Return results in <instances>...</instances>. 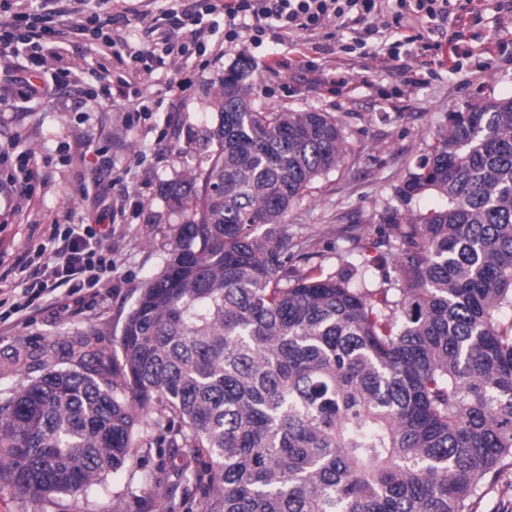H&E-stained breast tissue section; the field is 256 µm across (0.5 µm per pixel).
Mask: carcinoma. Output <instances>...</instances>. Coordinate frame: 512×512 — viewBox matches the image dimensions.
<instances>
[{
  "mask_svg": "<svg viewBox=\"0 0 512 512\" xmlns=\"http://www.w3.org/2000/svg\"><path fill=\"white\" fill-rule=\"evenodd\" d=\"M224 73L205 163L115 344L47 343L0 404V492L39 512L148 433L197 512H474L512 458V97L453 113L380 215L389 254L289 250L288 212L347 151L329 112L252 106Z\"/></svg>",
  "mask_w": 512,
  "mask_h": 512,
  "instance_id": "1",
  "label": "carcinoma"
}]
</instances>
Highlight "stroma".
I'll return each instance as SVG.
<instances>
[{
    "instance_id": "obj_1",
    "label": "stroma",
    "mask_w": 512,
    "mask_h": 512,
    "mask_svg": "<svg viewBox=\"0 0 512 512\" xmlns=\"http://www.w3.org/2000/svg\"><path fill=\"white\" fill-rule=\"evenodd\" d=\"M76 2L80 11L98 13L112 38L133 46L153 41L147 19L165 7L163 0ZM453 9L464 15V27L413 20L414 32L423 33L430 50L412 49L406 63L421 71L424 62L446 57L449 40L456 38L465 50L459 73L439 66L419 85H407L405 70L384 55L387 33L372 35L357 24L341 32L330 26L307 38L314 72L276 68L253 75L250 100L256 108L329 112L344 126L343 162L288 214L326 269H335L340 254L350 249V235L366 245L375 239L394 186L430 151L449 113L482 98L512 97V0H455ZM358 38L367 43L364 53L342 51V43ZM200 40L205 56L175 70L156 66L151 79L141 83L158 105L150 119L129 130L123 127L121 103L103 108L90 95L88 73L100 58L83 36L59 43L62 63L73 77L39 105L21 98L11 69L0 62V103L6 105L0 112V144L21 142L50 172L49 181L35 188L28 219L0 216V274L40 242L53 220L79 212L84 193L96 194L99 208L112 214V273L95 297L66 308L48 301L30 317L0 322V402L31 379L30 358L45 344L89 329L108 343L119 337L142 283L164 264L170 226L179 216L161 198L159 186L202 159L188 135L215 120L219 81L244 53L242 45L225 41L220 16ZM335 76L350 78V87L333 85ZM167 79L181 82V89L160 91V81ZM173 464L167 448L152 442L136 449L118 473L78 498L43 504V512H162L174 503Z\"/></svg>"
}]
</instances>
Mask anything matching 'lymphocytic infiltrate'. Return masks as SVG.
<instances>
[{
  "instance_id": "lymphocytic-infiltrate-1",
  "label": "lymphocytic infiltrate",
  "mask_w": 512,
  "mask_h": 512,
  "mask_svg": "<svg viewBox=\"0 0 512 512\" xmlns=\"http://www.w3.org/2000/svg\"><path fill=\"white\" fill-rule=\"evenodd\" d=\"M383 0H209L205 14H189L180 9L177 0H168L161 17L166 32L162 49L147 45L131 47L120 45L105 33L99 15H90L82 32L88 33L95 42V52L102 57L116 60L130 59L142 67L144 74H152L153 63L158 53H165L175 60L189 59L201 52L202 43L197 39L208 14L224 17V26L230 39H241L239 30H250L245 47L259 48L265 35L288 48L285 68L311 70V62L304 44L298 43L297 34H314L326 26L342 30L350 24L373 26L382 16ZM450 0H392L393 42L387 50L392 62H400L408 48L422 41V34L407 35L401 30L405 13L417 17L440 21L450 15ZM67 10L64 0H40L37 8L30 12L11 15L0 22V57L10 56L16 61L15 71L23 84L24 97L29 102H43L51 98L55 89L69 83L71 70L57 66L53 44L68 35L55 19ZM98 84L92 95L99 104L109 105L123 101L129 117H142L151 112L153 102L145 96L129 76L101 69L96 77ZM13 157L15 161L13 186L16 201L12 213L23 218L32 200L31 183L40 176L35 154L18 149L17 145L0 147V156ZM104 219L95 207L85 208L78 220L64 224H53L48 238L39 244L35 255H22L17 260L16 270L23 274L25 286L22 290L10 288L0 278V321L12 316H24L46 300L64 284H71L73 292L95 288L104 274L112 270V237L99 235L95 228Z\"/></svg>"
}]
</instances>
